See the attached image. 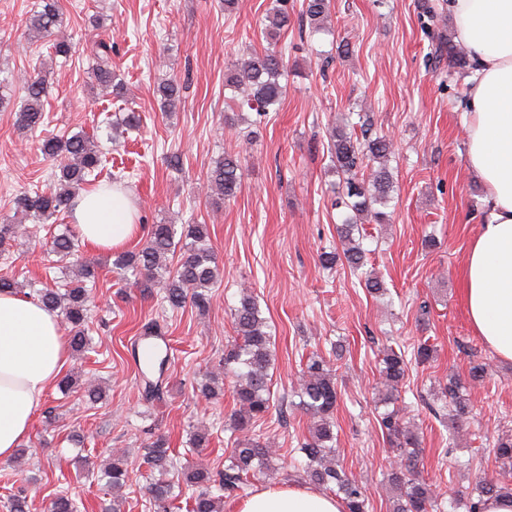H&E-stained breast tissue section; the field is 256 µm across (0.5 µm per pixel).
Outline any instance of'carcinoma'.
Here are the masks:
<instances>
[{
	"instance_id": "cac0c4a2",
	"label": "carcinoma",
	"mask_w": 512,
	"mask_h": 512,
	"mask_svg": "<svg viewBox=\"0 0 512 512\" xmlns=\"http://www.w3.org/2000/svg\"><path fill=\"white\" fill-rule=\"evenodd\" d=\"M273 8L264 29L265 37L274 40L290 24L286 0ZM328 0H305L302 16L314 32L323 30L328 13ZM63 25V17L53 0H43L27 22L29 31L42 38H55L52 47L57 56H71L73 44L67 38L55 37ZM92 75L97 85L113 88L121 94L123 84L112 71V45L99 40L93 54ZM434 69H448V75L466 74V52L445 35L432 37L429 53ZM288 66L284 52L268 48L262 53H252L238 68L224 74L229 87L247 89L246 99L240 106L251 110H266L279 104L285 94L280 78ZM181 86L167 81L158 87L163 110L175 108L180 99ZM45 81L31 77L25 86V99L16 110V125L23 132H34L44 123ZM330 161L343 179L340 204L348 209L342 224L336 227L343 246V257L355 272L366 264L363 224H384L388 221L385 209L393 200V175L387 165L392 154L390 142L383 136L372 134L371 124L360 128L334 127L329 132L327 145ZM41 153L54 161L49 186L45 189L25 191L16 198V209L24 217L39 224L75 209L78 189L97 176L102 163V150L93 138L85 134L55 136L41 142ZM212 192L230 200L242 188V164L236 155L226 154L215 161L207 174ZM77 234L69 229L55 235L52 249L66 258L75 255ZM180 253L176 266L167 264V255ZM112 268L124 277L130 275L144 295L161 290L162 300L172 309L190 304L198 312L210 307L211 289L217 281L219 266L209 243L208 226L205 224H153L147 232V244L138 251H120L114 255ZM97 278V267L76 261L73 278L64 289L44 287L37 291V298L46 308L57 313L67 324L69 346L74 352L89 348L91 339L85 334L90 314L89 290L86 284ZM236 333L234 342L224 349V373L210 372L198 384L199 396L211 400L221 394L220 381L232 380L233 398L238 408L231 414V428L241 433L232 449L224 470L212 473L207 469L184 467L177 472L176 480L169 479L174 468L173 457L165 440L157 438L147 444L143 463L153 474L148 487L149 496L156 502L174 504L179 498L175 490L187 488L188 512H222V498H243L249 494L253 481L259 477H274L279 470L277 453L270 443L250 435L254 424L267 418L275 399L270 389V370L274 368L273 334L267 319L262 316L257 296L250 291L242 293L231 313ZM405 354L388 347L383 350L381 369L385 387L382 401L393 404L400 398V388L406 375ZM460 379L449 377L442 394L449 398L451 416L462 420L471 412L468 395L462 392ZM293 393L311 419L309 437L299 446L305 457L303 472L310 483L324 487L341 499L344 512H368V497L359 482L349 476L335 459L334 443L338 394L334 373L325 358L312 353ZM143 397L155 401L163 397L162 380L144 378ZM380 429L391 446L401 457L400 464L385 475L396 490L392 512H445L444 505L434 497L431 484L416 478L415 448L419 437L397 409L380 415ZM496 459L501 470L512 467V439H501L496 444ZM100 480L114 491L122 489L128 479L127 459L117 456L100 470ZM219 486L224 497L211 494L210 487ZM478 495L469 499L466 512H481L484 500L493 495L512 490L501 481L479 475Z\"/></svg>"
}]
</instances>
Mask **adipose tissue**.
<instances>
[{"label":"adipose tissue","instance_id":"obj_1","mask_svg":"<svg viewBox=\"0 0 512 512\" xmlns=\"http://www.w3.org/2000/svg\"><path fill=\"white\" fill-rule=\"evenodd\" d=\"M457 42L472 63L466 160L482 184L485 214L465 260L462 295L473 329L512 362V0H448ZM83 241L123 246L138 231L124 194L76 200ZM67 358L59 319L32 297L0 293V458L25 440ZM239 512H342L335 497L304 486L256 490Z\"/></svg>","mask_w":512,"mask_h":512}]
</instances>
